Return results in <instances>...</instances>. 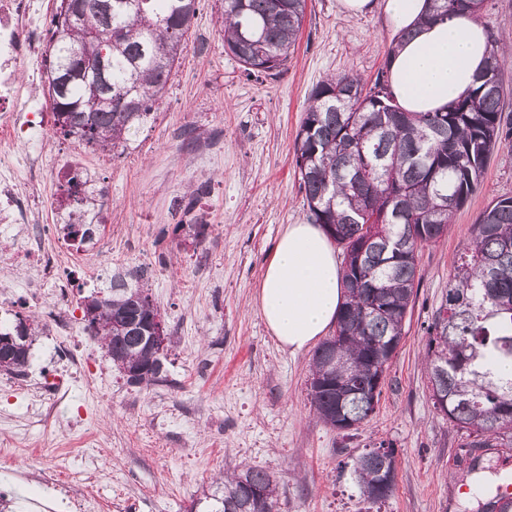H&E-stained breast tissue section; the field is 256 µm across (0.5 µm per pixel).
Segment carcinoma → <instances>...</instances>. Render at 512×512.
<instances>
[{"mask_svg": "<svg viewBox=\"0 0 512 512\" xmlns=\"http://www.w3.org/2000/svg\"><path fill=\"white\" fill-rule=\"evenodd\" d=\"M84 0L79 20L59 0L44 57V83L61 133L84 147L112 152L144 127L162 97L196 0H112L105 17ZM224 50L247 75L274 76L295 49L307 0H221ZM486 0H432L429 19H473ZM106 56H101L102 52ZM105 58L106 82L95 74ZM82 64L88 73L58 91L61 75ZM503 60L494 52L477 85L446 112H403L387 73L373 85L346 72L312 92L294 143V162L305 193L307 221L319 224L341 250L346 300L334 334L315 350L309 397L319 419L338 430L359 427L381 397L405 316L415 300L417 255L447 232L454 212L477 189L495 151L512 142L503 115ZM87 180L65 182L66 200L86 194ZM67 236H92L81 213ZM175 231L198 246L205 224ZM144 273L112 276L93 296L97 314L86 329L99 337L115 367L137 371L132 386L166 381V356L144 339L158 312L140 281ZM22 339L0 348V372L25 375L36 318L18 320ZM431 399L443 418L465 432V448H512V379L496 376V359L512 360V197L493 200L472 226L471 241L454 265L448 292L425 329ZM448 397L442 403L438 394ZM396 470L385 443L358 455L353 473L372 502ZM221 496L211 512H277L278 487L256 468L215 477Z\"/></svg>", "mask_w": 512, "mask_h": 512, "instance_id": "cac0c4a2", "label": "carcinoma"}]
</instances>
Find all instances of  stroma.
Returning <instances> with one entry per match:
<instances>
[{"label": "stroma", "mask_w": 512, "mask_h": 512, "mask_svg": "<svg viewBox=\"0 0 512 512\" xmlns=\"http://www.w3.org/2000/svg\"><path fill=\"white\" fill-rule=\"evenodd\" d=\"M218 8V0H198L153 117L127 147L104 155L79 146L48 111L45 139L0 144V155L13 160L40 154L51 162L33 185L36 241L56 240L65 221L64 169L88 174L102 194L103 251L67 244L58 259L74 317L112 270L135 268L174 338L166 382L139 388L84 337L94 368L55 402L50 430L30 424L25 400L60 375L61 339L49 329L36 338L25 376L0 392V441L11 443L10 459L0 460V491L12 499L10 512H26L41 491L16 473L82 453L80 489L94 512H187L215 475L248 467L276 479L279 512H480L458 480L463 436L430 399L425 328L477 217L492 200L512 197V149L492 158L445 237L420 249L417 298L374 413L349 433L331 429L307 400L312 350L279 345L254 294L282 230L307 218L293 151L313 89L348 71L373 82L386 67L391 32L381 12L356 16L337 0H307L285 68L249 77L224 50ZM476 21L508 61L501 78L512 119V0H487ZM201 181L208 191L196 209L208 229L199 254L174 228ZM80 412L84 428L71 429ZM382 442L396 452V488L375 505L352 477L353 460Z\"/></svg>", "instance_id": "obj_1"}]
</instances>
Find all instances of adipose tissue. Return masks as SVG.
I'll use <instances>...</instances> for the list:
<instances>
[{
  "mask_svg": "<svg viewBox=\"0 0 512 512\" xmlns=\"http://www.w3.org/2000/svg\"><path fill=\"white\" fill-rule=\"evenodd\" d=\"M430 0H385L387 26L413 29L388 61L390 89L407 112H436L475 83L491 52L484 29L467 18L427 24ZM344 300L334 251L321 227L290 224L280 234L255 302L278 343L299 352L325 333Z\"/></svg>",
  "mask_w": 512,
  "mask_h": 512,
  "instance_id": "adipose-tissue-1",
  "label": "adipose tissue"
}]
</instances>
